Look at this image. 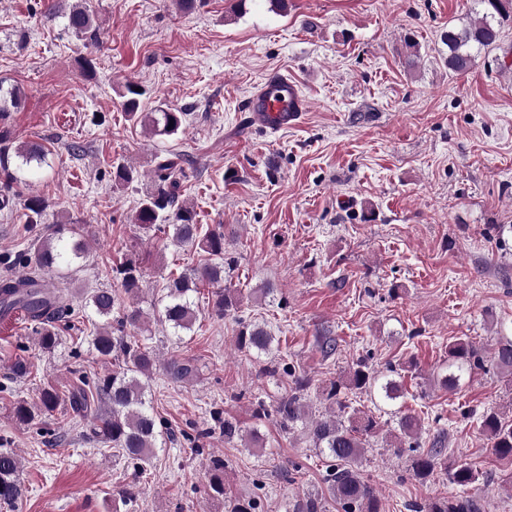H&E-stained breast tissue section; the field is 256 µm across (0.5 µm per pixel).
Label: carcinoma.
Returning a JSON list of instances; mask_svg holds the SVG:
<instances>
[{"instance_id":"obj_1","label":"carcinoma","mask_w":512,"mask_h":512,"mask_svg":"<svg viewBox=\"0 0 512 512\" xmlns=\"http://www.w3.org/2000/svg\"><path fill=\"white\" fill-rule=\"evenodd\" d=\"M474 17L462 26L448 25L441 33L442 43L448 47L446 63L451 71L464 74L473 65L477 51L496 44L499 26L512 16V0H473ZM67 26L88 43L97 44L93 29V14L87 0H78L67 13ZM138 84L128 81L124 85L123 107L126 116L144 122L153 137L176 138L183 133L186 113L159 107L143 114L140 112L142 93ZM20 100L18 89L0 87V122L9 108ZM47 152L38 144L13 145L8 131L0 129V211L12 210L15 202L25 210L27 223L38 224L48 207L39 195L19 198L14 186L22 183L24 169L33 164L46 163ZM182 167L171 154L158 156L154 178L139 201L133 221L144 232H160L171 237L180 246L190 247L203 256L202 263L178 276H170L164 285V294L154 308L164 322L170 338L183 340L184 333L192 330L198 318V306L193 294L198 285L215 287L212 292L211 315L224 318L240 309L238 289L224 282L226 268L235 263L227 253L224 242V225L213 227L196 222L194 211L179 203ZM69 236L68 247L61 251L56 242ZM87 243L73 224H57L51 235L35 243L34 256L27 257L24 266L33 271L19 277L0 278V318L13 314L22 315L33 324L36 344L44 351L53 350L60 336L55 323L73 315L66 299L54 285L40 276V271L52 268L60 261L71 262L83 257ZM112 277L122 288L130 303L119 304L116 294L107 289L96 290L86 297L84 308L100 319V324L88 339L96 357L104 364H113L111 372L88 381L81 377L61 395L53 386L44 387L32 404L17 402L13 417L31 425L43 414L69 407L73 417L91 418L87 437L93 443L116 450L138 473L154 455L158 443L164 438L161 423L152 407L150 380L158 359L153 350L138 338L145 325V314L139 306L142 293V259L136 255L125 258L112 268ZM274 336L264 326L243 323L236 336L239 351L258 356L273 350ZM493 363L500 373L512 377V336H500L493 352ZM485 367L481 349L464 339L448 344L447 373L441 383L456 388L475 370ZM167 379L172 382H190L199 377L196 361L188 357H171L164 365ZM400 373L389 368L380 375L370 369L366 361L356 364L349 379V388L377 392L383 399L394 402L403 396ZM309 381L302 377L273 404L257 397L254 399V417L258 420L274 417L279 427L289 432L297 427L321 454L330 460L325 482L330 498L306 493L296 496L288 505V512H329L331 504H339L343 512H382L380 499L371 483L360 473L358 463L366 452L369 438L378 432L377 421L358 409L348 410L342 398L341 385L332 383L322 389L323 402L328 410L321 416L309 414L305 392ZM398 428L410 439L418 438L420 423L400 410ZM482 430L492 441V448L501 458L512 457V421L503 419L496 411H486L480 421ZM443 449L431 448L410 459V470L420 479L428 478L441 466ZM21 463L11 449L0 450V506H12L24 494L20 480ZM448 482L458 495L434 497L423 502L408 504L410 512H479L475 499L467 494L478 476L468 466H458L449 472ZM209 491L212 496L224 499L227 512H261L260 498H237L226 495L224 489V460L211 462Z\"/></svg>"}]
</instances>
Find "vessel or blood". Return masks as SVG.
I'll return each instance as SVG.
<instances>
[{"label":"vessel or blood","mask_w":512,"mask_h":512,"mask_svg":"<svg viewBox=\"0 0 512 512\" xmlns=\"http://www.w3.org/2000/svg\"><path fill=\"white\" fill-rule=\"evenodd\" d=\"M249 110L255 123L277 132L299 124L307 100L294 81L276 74L250 97Z\"/></svg>","instance_id":"b4317fda"}]
</instances>
